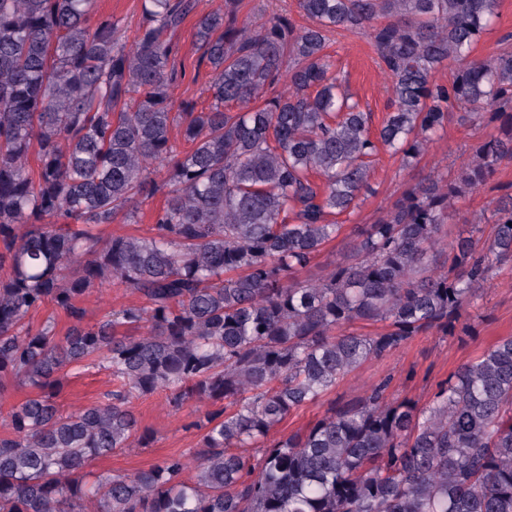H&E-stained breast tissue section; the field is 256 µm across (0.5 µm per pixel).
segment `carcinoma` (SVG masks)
Segmentation results:
<instances>
[{"label": "carcinoma", "mask_w": 512, "mask_h": 512, "mask_svg": "<svg viewBox=\"0 0 512 512\" xmlns=\"http://www.w3.org/2000/svg\"><path fill=\"white\" fill-rule=\"evenodd\" d=\"M92 4L0 0V393L35 390L0 435V512H512V336L423 407L382 380L270 438L367 360L455 335L478 288L512 266V194L488 238L480 218L467 237L442 234L456 202L512 163V34L472 57L497 0H298L311 25L274 14L257 30L224 0L195 22L212 72L201 110L171 96V38L197 0H142L131 49L112 18L89 25ZM338 29L368 35L390 80L375 132L332 71ZM456 110L470 125L508 120L454 177L412 184L357 227L324 277L298 279L342 233L333 216L371 192L378 145L409 165ZM159 193L145 234L100 236ZM114 281L139 301L84 323L78 300ZM47 305L71 320L64 335L30 324ZM360 321L386 331H349ZM79 365L109 371L113 389L65 412ZM157 391L176 410L206 406L187 425L201 432L194 476L172 455L88 481L93 458L150 445L133 399Z\"/></svg>", "instance_id": "cac0c4a2"}]
</instances>
